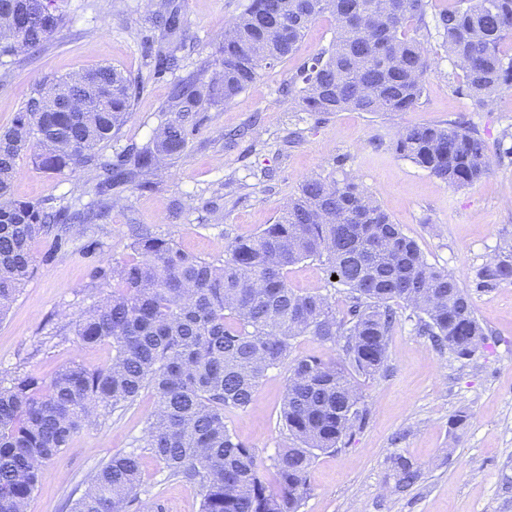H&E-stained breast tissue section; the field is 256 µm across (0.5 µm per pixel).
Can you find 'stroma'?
I'll list each match as a JSON object with an SVG mask.
<instances>
[{"instance_id":"stroma-1","label":"stroma","mask_w":512,"mask_h":512,"mask_svg":"<svg viewBox=\"0 0 512 512\" xmlns=\"http://www.w3.org/2000/svg\"><path fill=\"white\" fill-rule=\"evenodd\" d=\"M159 2L55 0L63 27L30 58L0 61V130L12 124L39 81L111 64L142 78L143 90L103 152L150 141L175 79L171 73L150 75L145 57ZM174 2L186 21L181 54L191 71L198 66L196 45L215 52L225 27L250 0ZM334 32L330 15L318 17L292 54L262 71L230 104L202 112L185 155L163 170L153 189L124 187L105 223L73 226L62 243L50 234L33 242L34 273L0 316V387L24 374L50 378L74 361L92 369L109 362L111 344L83 345L73 322L109 294L100 271L130 259L141 231L220 259L229 242L275 223L303 180L349 175L417 242L429 263L468 290L488 345L472 359H458L421 334L410 308L398 306L384 367L356 380L369 420L345 447L317 454L300 512H512V281L485 285L478 277L489 262L512 261V161L493 163L478 182L455 187L394 147L402 127L461 115L491 148L511 147L512 90L486 110L473 111L468 98L450 90L453 65L433 41L417 111H345L320 119L294 111L282 84L327 47ZM94 177L84 167L43 171L24 156L12 193L53 206L84 204ZM287 279L296 291L327 295L344 310L346 291L329 284L320 262L289 266ZM287 378V367L270 370L253 403L225 418L266 461L291 444L280 420ZM155 407L156 396L147 389L131 406L99 416L42 467L26 512H70L95 472L113 454L131 451L141 456V499L160 503L162 512H201L199 487L168 478L144 447L146 420ZM459 414L466 415L465 425L452 426ZM398 454L418 471L412 485L398 481Z\"/></svg>"}]
</instances>
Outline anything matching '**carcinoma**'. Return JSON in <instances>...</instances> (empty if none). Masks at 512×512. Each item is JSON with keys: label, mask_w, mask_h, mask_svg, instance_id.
Instances as JSON below:
<instances>
[{"label": "carcinoma", "mask_w": 512, "mask_h": 512, "mask_svg": "<svg viewBox=\"0 0 512 512\" xmlns=\"http://www.w3.org/2000/svg\"><path fill=\"white\" fill-rule=\"evenodd\" d=\"M432 7V0H251L224 30L216 57L173 83L162 108L173 116L161 120L153 141L114 160L100 145L125 124L142 80L98 65L37 85L11 127L0 131V315L33 273L36 238L52 224L65 232L70 224L103 219L120 187L153 188L157 172L185 153L197 112L231 103L260 71L290 55L322 14L334 18V37L283 88L296 111L416 110L430 68ZM17 12L31 22L0 43V57L39 51L63 24L53 0H0V18ZM155 16L163 38L183 26L166 0ZM436 30L457 69L450 88L468 97L474 111L512 90V54L503 51L512 41V0H454L439 12ZM149 58L155 75L178 67L170 47L158 46ZM55 91L84 100L86 111L57 110ZM395 149L457 187L479 181L492 165L485 139L462 120L406 126ZM27 154L45 171L90 168L97 178L93 199L74 211L48 212L42 203L13 198L17 162ZM132 250L131 259L103 274L112 294L75 320L84 345H112L110 361L97 369L73 363L48 382L22 375L0 387V512H25L40 467L69 447L92 415L127 407L146 388L157 397L147 448L168 477L201 488L202 512H299L316 452L345 444L367 420L353 379L384 367L396 305L411 308L422 332L458 359L473 358L487 341L460 282L430 264L353 178L304 180L276 223L232 241L222 260L149 233ZM308 259L324 263L347 290L345 312L320 293L289 287L287 268ZM479 278L507 281L512 263H489ZM299 336L337 345L342 356L290 361ZM287 360L281 420L293 446L271 458V486L264 460L229 429L225 413L247 409L268 371ZM394 465L401 483L416 479L405 457L396 456ZM141 485L140 456L115 454L71 512H129L136 502L137 512H161L140 499Z\"/></svg>", "instance_id": "carcinoma-1"}]
</instances>
